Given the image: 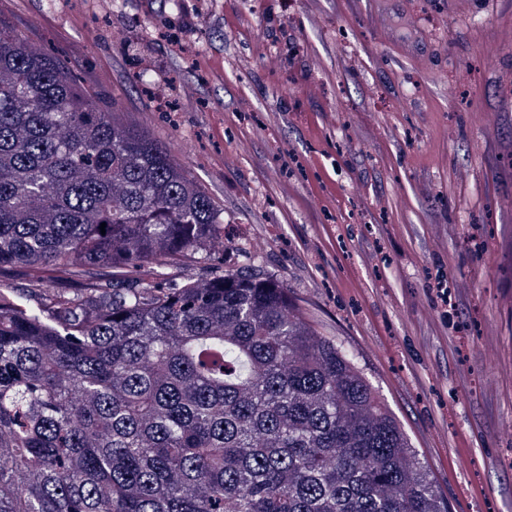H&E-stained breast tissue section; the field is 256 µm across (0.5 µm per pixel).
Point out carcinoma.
<instances>
[{
  "label": "carcinoma",
  "instance_id": "carcinoma-1",
  "mask_svg": "<svg viewBox=\"0 0 512 512\" xmlns=\"http://www.w3.org/2000/svg\"><path fill=\"white\" fill-rule=\"evenodd\" d=\"M222 224L152 137L0 20V269L129 270L50 311L0 289V512H441L354 355L280 282L136 275L210 259Z\"/></svg>",
  "mask_w": 512,
  "mask_h": 512
}]
</instances>
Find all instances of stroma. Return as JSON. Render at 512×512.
<instances>
[{
	"instance_id": "35a3bbf8",
	"label": "stroma",
	"mask_w": 512,
	"mask_h": 512,
	"mask_svg": "<svg viewBox=\"0 0 512 512\" xmlns=\"http://www.w3.org/2000/svg\"><path fill=\"white\" fill-rule=\"evenodd\" d=\"M169 151L224 244L350 351L445 512H512V0H0ZM121 271L26 265L53 307Z\"/></svg>"
}]
</instances>
